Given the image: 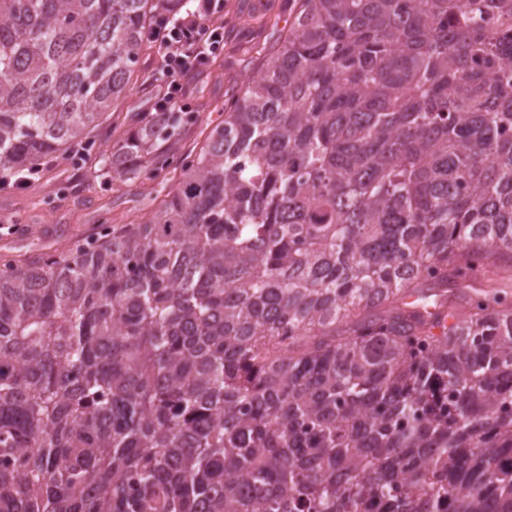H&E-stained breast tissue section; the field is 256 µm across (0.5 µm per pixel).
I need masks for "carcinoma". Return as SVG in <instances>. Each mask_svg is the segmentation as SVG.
<instances>
[{"instance_id": "cac0c4a2", "label": "carcinoma", "mask_w": 512, "mask_h": 512, "mask_svg": "<svg viewBox=\"0 0 512 512\" xmlns=\"http://www.w3.org/2000/svg\"><path fill=\"white\" fill-rule=\"evenodd\" d=\"M188 0H0V173L80 149ZM498 29L485 26V16ZM146 220L0 265V512H512V0H292Z\"/></svg>"}]
</instances>
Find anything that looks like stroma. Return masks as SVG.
I'll return each mask as SVG.
<instances>
[{
	"instance_id": "35a3bbf8",
	"label": "stroma",
	"mask_w": 512,
	"mask_h": 512,
	"mask_svg": "<svg viewBox=\"0 0 512 512\" xmlns=\"http://www.w3.org/2000/svg\"><path fill=\"white\" fill-rule=\"evenodd\" d=\"M285 4L286 0H224V28L236 30L237 37L225 41L215 65L200 73L198 82L185 84L181 96L197 126L209 128L220 121L227 89L254 66L250 46L276 36L271 28L244 30V6L265 18L284 21L288 18ZM117 138L116 132L99 131L85 156L54 158L31 185L0 189V262L24 257L36 248L44 253L63 250L98 232L104 223L140 221L143 198L138 187L112 186L98 171L101 151Z\"/></svg>"
}]
</instances>
